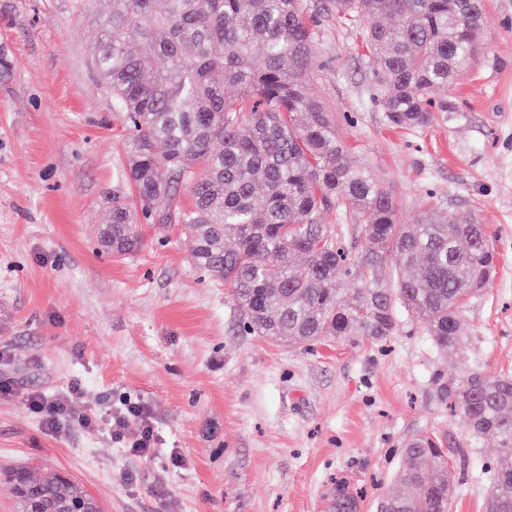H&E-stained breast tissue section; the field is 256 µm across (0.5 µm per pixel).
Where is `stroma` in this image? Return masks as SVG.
I'll return each mask as SVG.
<instances>
[{
  "label": "stroma",
  "mask_w": 512,
  "mask_h": 512,
  "mask_svg": "<svg viewBox=\"0 0 512 512\" xmlns=\"http://www.w3.org/2000/svg\"><path fill=\"white\" fill-rule=\"evenodd\" d=\"M324 67L310 94L394 194L403 223L429 208L478 217L496 273L465 312L464 357L440 356L403 317L384 342L288 345L245 334L224 288L195 268L181 225L139 218L141 249L114 257L97 228L125 190L127 132L92 68L109 0H0V469L68 474L101 512H328L336 482L376 512L401 453L442 435L453 512H485L476 443L442 386L468 367L512 375V0H485L484 53L441 95L456 120L391 129L371 64L329 0H303ZM81 383L98 427L48 432L26 399ZM148 406L149 458L113 443L111 415Z\"/></svg>",
  "instance_id": "1"
}]
</instances>
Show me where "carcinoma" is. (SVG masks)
<instances>
[{
  "label": "carcinoma",
  "mask_w": 512,
  "mask_h": 512,
  "mask_svg": "<svg viewBox=\"0 0 512 512\" xmlns=\"http://www.w3.org/2000/svg\"><path fill=\"white\" fill-rule=\"evenodd\" d=\"M357 25L372 66V99L393 128L455 120L457 103L433 96L451 74L469 72L489 20L484 0H333ZM93 65L112 89L130 152L112 192L111 223L98 228L115 256L142 247L138 215L167 212L182 225L196 268L224 285L248 335L285 344L383 342L399 310L421 322L443 354L464 355L463 318L496 271L485 225L444 221L431 211L402 224L393 193L347 160L336 117L308 96L324 67L302 0H112ZM139 29V41L128 31ZM237 89L224 97V87ZM194 184L188 206L174 185ZM364 245L349 250L344 237ZM398 264L390 283L378 270ZM472 439L498 442L484 465L485 512H512V376L473 366L444 386ZM395 482L377 512H450L454 479L448 448L424 434L404 448ZM7 483L21 512H100L61 472ZM349 485L336 483L331 512H357Z\"/></svg>",
  "instance_id": "obj_1"
}]
</instances>
